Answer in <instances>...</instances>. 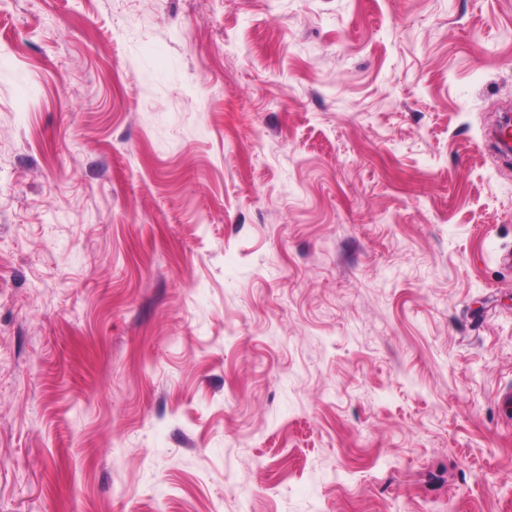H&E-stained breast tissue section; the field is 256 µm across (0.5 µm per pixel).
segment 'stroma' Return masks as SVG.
<instances>
[{"label": "stroma", "mask_w": 512, "mask_h": 512, "mask_svg": "<svg viewBox=\"0 0 512 512\" xmlns=\"http://www.w3.org/2000/svg\"><path fill=\"white\" fill-rule=\"evenodd\" d=\"M512 0H0V512H512Z\"/></svg>", "instance_id": "obj_1"}]
</instances>
